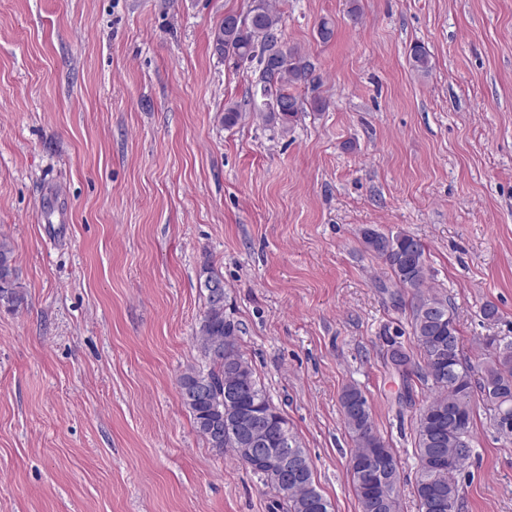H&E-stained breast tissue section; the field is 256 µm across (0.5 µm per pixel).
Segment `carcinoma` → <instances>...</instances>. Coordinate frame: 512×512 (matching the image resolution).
Here are the masks:
<instances>
[{
	"label": "carcinoma",
	"instance_id": "1",
	"mask_svg": "<svg viewBox=\"0 0 512 512\" xmlns=\"http://www.w3.org/2000/svg\"><path fill=\"white\" fill-rule=\"evenodd\" d=\"M238 15L234 26L220 22L214 27L212 48L222 49L224 60L256 63L258 76L247 101L225 105L224 127L238 125L252 112L286 133L303 112L326 111L329 103L319 93L316 66L298 47L283 42L282 14L271 0H248ZM409 57L416 71H431V56L424 46L414 44ZM298 88L310 96L295 93ZM297 102L300 108L295 109ZM361 238L366 250L375 252L388 268L394 287L413 291L410 328L423 365L399 345L390 349V364L402 377L405 393L411 392L413 375L431 391L416 421L415 495L420 512H448V500L460 498L453 476L462 469L449 466L448 460L461 453L467 460L472 454L475 395L491 400L498 428H504L501 414L512 417V341L487 340L481 377L474 379L448 299L427 290L430 270L420 240L373 228L363 229ZM202 275L199 288L205 311L197 340L206 367H190L178 378L179 395L196 432L216 453L231 450L245 469L263 478L275 493L270 512H333L314 483L308 454L241 350L240 323L224 311V275L212 266L204 267ZM25 302L13 247L1 237L0 308L15 311ZM340 402L344 426L355 442L348 469L360 512H399L398 460L374 430L366 395L351 385L342 391ZM292 454L300 457L302 467L282 487L275 471L281 459Z\"/></svg>",
	"mask_w": 512,
	"mask_h": 512
}]
</instances>
